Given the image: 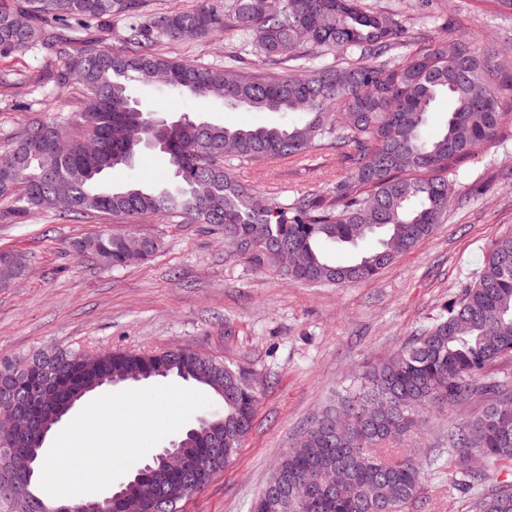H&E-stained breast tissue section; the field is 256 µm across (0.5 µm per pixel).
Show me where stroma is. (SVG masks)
Returning a JSON list of instances; mask_svg holds the SVG:
<instances>
[{"label": "stroma", "instance_id": "stroma-1", "mask_svg": "<svg viewBox=\"0 0 512 512\" xmlns=\"http://www.w3.org/2000/svg\"><path fill=\"white\" fill-rule=\"evenodd\" d=\"M400 9L409 30L436 36L452 19L458 36L512 53V10L497 0H433L430 13L412 0H378ZM195 0H144L140 14H117L87 25L71 23L78 42L125 49L127 28L141 15L163 8L187 10ZM233 32L180 45L159 44L160 53L220 65L236 51ZM58 61L36 51L0 56V150L25 125L80 106L73 85L51 77ZM143 108L175 119L186 114L233 127L280 122L279 114L230 109L152 85L132 91ZM332 149H315L299 160L233 168L243 184L284 198L319 194L344 174ZM112 184L165 183L164 155L144 151L132 169L118 168ZM454 200L435 233L399 255L372 281L344 285L294 282L235 256L224 233L205 224L147 219L135 230L161 241L148 263L114 271L75 242L112 229L96 217L58 219L49 212L13 216L15 200L0 197V251L27 256L24 275L0 288V356L36 349L129 347L188 349L240 372L258 391L254 428L224 471L183 504V512H251L254 501L299 434L362 367L386 358L444 314L448 302L473 284L491 243L512 234V118L495 140L450 174ZM476 398L427 414L410 438L418 458L448 445L450 426L485 408ZM468 491H449L448 471L426 470L418 501L408 512H467Z\"/></svg>", "mask_w": 512, "mask_h": 512}]
</instances>
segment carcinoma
I'll use <instances>...</instances> for the list:
<instances>
[{"mask_svg":"<svg viewBox=\"0 0 512 512\" xmlns=\"http://www.w3.org/2000/svg\"><path fill=\"white\" fill-rule=\"evenodd\" d=\"M140 0H0V55L40 49L61 65L55 82L80 73L82 109L25 127L0 151V196H17V213L100 214L114 224L143 217L181 218L224 230L235 254L310 284H347L375 278L396 256L437 229L452 200L448 174L494 140L512 98V58L464 42L448 24L446 37L422 39L409 32L403 13L367 0H196L181 12L157 11L131 25L127 52L92 41L77 45L66 33L71 19L103 21L139 10ZM26 17V25L17 16ZM234 32L241 50L274 66L249 65L240 54L224 65L157 52L161 41ZM466 55L448 63V46ZM334 55L328 62L325 56ZM164 86L183 95L210 97L252 112H299L302 123L228 128L181 116L167 121L132 98V86ZM441 96L451 102L448 121L434 139L423 137L427 115ZM334 148L347 172L321 194L293 202L235 179L232 161L268 163L303 158ZM167 155L174 185L110 186L104 176L133 168L144 150ZM66 186L70 207L60 210ZM379 237V247L348 264L329 259L326 244L355 246ZM266 251L250 249L253 238ZM160 242L147 238L129 248L127 230L114 229L77 243L104 266L119 269L149 259ZM286 253L290 263L281 266ZM24 269L26 256L0 253L6 266ZM80 349L40 350L0 359V374L38 364L43 383L77 393L91 376L130 367L151 377L176 376L215 392L224 388V449L212 461L219 473L250 433L257 397L240 388L241 374L189 350L142 351L105 347L77 362ZM512 358V235L496 239L473 285L448 302L446 314L417 332L390 357L364 370L357 385L337 397L312 422L279 469L294 490L305 473L327 474L341 466L348 480L320 485L316 512H407L420 494L422 464L399 447L414 434L422 414L479 396H493L471 419L448 428L450 486L475 490L468 512H512V483L493 464H512V393L501 384L479 383L483 371ZM345 417L341 430L332 420ZM179 442L188 457L211 447L202 428ZM193 485L185 470L158 491L147 512H172Z\"/></svg>","mask_w":512,"mask_h":512,"instance_id":"carcinoma-1","label":"carcinoma"}]
</instances>
